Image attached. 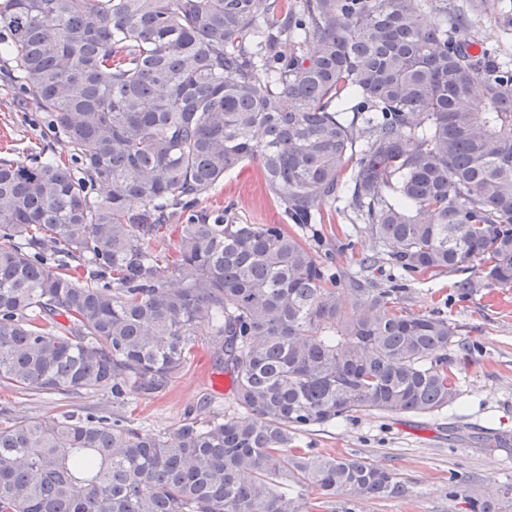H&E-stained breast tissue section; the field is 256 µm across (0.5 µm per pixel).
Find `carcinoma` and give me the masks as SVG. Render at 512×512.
<instances>
[{"label":"carcinoma","instance_id":"obj_1","mask_svg":"<svg viewBox=\"0 0 512 512\" xmlns=\"http://www.w3.org/2000/svg\"><path fill=\"white\" fill-rule=\"evenodd\" d=\"M484 2L5 0L4 77L63 149L0 158V383L153 399L204 328L237 412L158 434L7 416L0 512H313L336 496L355 512L412 493L363 457L291 444L353 413L458 402L448 351L469 348L440 311L407 309L403 280L512 288V61L475 26ZM352 160L361 273L281 224L198 209L251 162L314 224ZM448 498L512 512V481L452 477Z\"/></svg>","mask_w":512,"mask_h":512}]
</instances>
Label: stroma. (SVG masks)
Here are the masks:
<instances>
[{
  "instance_id": "stroma-1",
  "label": "stroma",
  "mask_w": 512,
  "mask_h": 512,
  "mask_svg": "<svg viewBox=\"0 0 512 512\" xmlns=\"http://www.w3.org/2000/svg\"><path fill=\"white\" fill-rule=\"evenodd\" d=\"M46 147L40 113L0 78V158L25 161ZM252 173L249 166L227 173L223 183L204 197L202 210L236 224H287L283 206L261 190ZM323 211L333 217L323 229L324 238L347 234L355 243L352 251L338 256V263L358 267L369 237L348 207L345 193H338ZM455 281V276L441 274L410 282L408 307L416 313L441 309L455 325L458 338L471 345L460 366L459 404L424 417L359 412L340 424L315 426L295 438L298 448L364 457L396 472L416 489L412 497L362 503L359 512H464L461 503L446 496L450 473L476 476L483 488L512 480V453L482 443L483 437L494 434L512 438V288L461 300L454 292ZM64 408L119 419L156 434L190 413L235 411L229 375L205 360L180 374L165 395L126 407L113 401L107 390L47 396L0 386V412L47 419Z\"/></svg>"
}]
</instances>
